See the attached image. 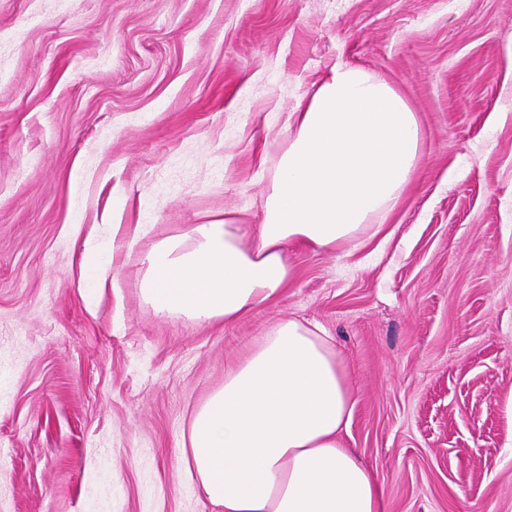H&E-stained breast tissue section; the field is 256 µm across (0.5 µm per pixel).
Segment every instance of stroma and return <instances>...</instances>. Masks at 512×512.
Returning a JSON list of instances; mask_svg holds the SVG:
<instances>
[{"mask_svg":"<svg viewBox=\"0 0 512 512\" xmlns=\"http://www.w3.org/2000/svg\"><path fill=\"white\" fill-rule=\"evenodd\" d=\"M345 64L422 126L381 231L290 250L235 324L156 313L143 257L259 223L289 113ZM288 318L333 336L388 512H512V0H0V512H217L182 436ZM81 264L85 274L92 278L93 288H95L98 278H105V271L103 270L105 262L102 259L99 245H94L90 241L85 244Z\"/></svg>","mask_w":512,"mask_h":512,"instance_id":"stroma-1","label":"stroma"}]
</instances>
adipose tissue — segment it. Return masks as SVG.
<instances>
[{
    "mask_svg": "<svg viewBox=\"0 0 512 512\" xmlns=\"http://www.w3.org/2000/svg\"><path fill=\"white\" fill-rule=\"evenodd\" d=\"M261 220H216L160 241L141 290L163 314L235 323L292 279L286 250L314 253L381 226L421 158L419 117L385 80L344 65L292 113ZM352 395L319 325L273 322L191 415L186 466L221 512H385L376 475L343 434Z\"/></svg>",
    "mask_w": 512,
    "mask_h": 512,
    "instance_id": "adipose-tissue-1",
    "label": "adipose tissue"
}]
</instances>
